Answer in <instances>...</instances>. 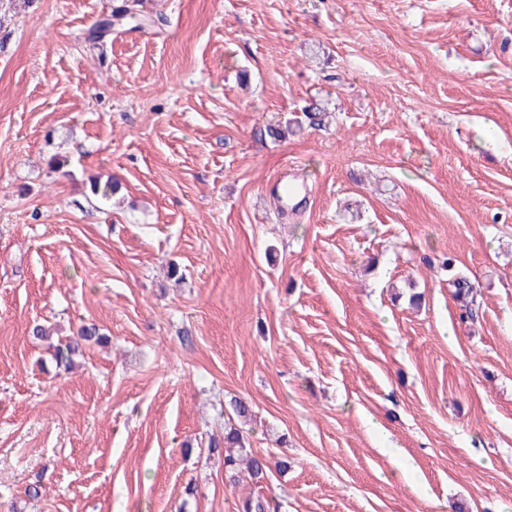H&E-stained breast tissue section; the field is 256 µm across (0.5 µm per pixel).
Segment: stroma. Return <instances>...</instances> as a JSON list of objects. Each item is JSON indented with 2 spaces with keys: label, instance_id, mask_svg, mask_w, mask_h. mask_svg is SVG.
<instances>
[{
  "label": "stroma",
  "instance_id": "stroma-1",
  "mask_svg": "<svg viewBox=\"0 0 512 512\" xmlns=\"http://www.w3.org/2000/svg\"><path fill=\"white\" fill-rule=\"evenodd\" d=\"M123 2L0 0V505L243 512L240 398L279 512H512V0ZM146 23V20L133 14L117 15L115 23L112 22V18H108L102 20L98 25L94 24L88 31L89 40L98 41L105 33L112 30V25H129V30H137L144 27ZM450 285L455 288L454 297L463 303L462 307L465 309V312L473 316L477 302V293L474 291V284L464 276H459L455 277ZM94 338L96 341H99L101 339V335L99 334L96 326L90 325L88 327H83L80 330L79 336L70 337L66 341L61 340L56 346L54 353L57 364H65V366L69 365L72 361V357L80 351V341H90ZM246 438L236 425L224 428V448H228L224 454V472L232 484H238L245 477L258 485L267 477L268 465L252 448H247Z\"/></svg>",
  "mask_w": 512,
  "mask_h": 512
}]
</instances>
